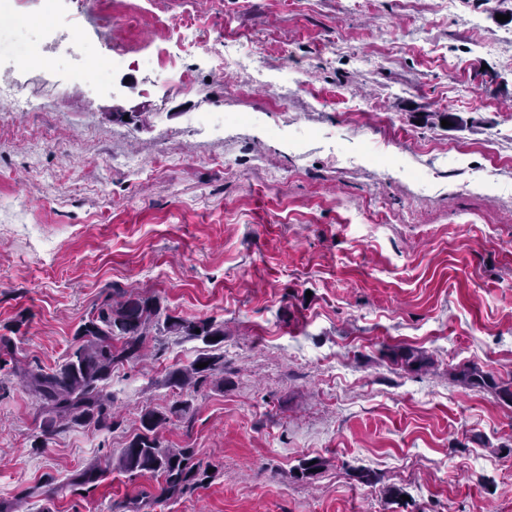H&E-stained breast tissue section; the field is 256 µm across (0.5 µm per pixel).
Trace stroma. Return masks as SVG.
<instances>
[{"label": "stroma", "instance_id": "1", "mask_svg": "<svg viewBox=\"0 0 512 512\" xmlns=\"http://www.w3.org/2000/svg\"><path fill=\"white\" fill-rule=\"evenodd\" d=\"M61 0L78 60L0 64V503L13 512H512V404L469 389L476 365L512 382V0ZM187 90L145 56L165 26ZM255 69L215 72L225 46ZM236 112L248 122L233 121ZM457 121L442 127L436 115ZM157 297L224 325V379L179 391L202 341L166 336L116 364L120 424L41 438L13 366L49 370L109 297ZM411 348L432 361L394 360ZM164 444L213 474L171 499L117 470L143 406ZM320 458L313 476L303 463ZM369 474V482L358 479ZM135 0H112L109 1L113 16L125 26L134 27L141 13V6ZM105 65L85 62L75 69L71 75V82L83 87L101 86L104 81Z\"/></svg>", "mask_w": 512, "mask_h": 512}]
</instances>
